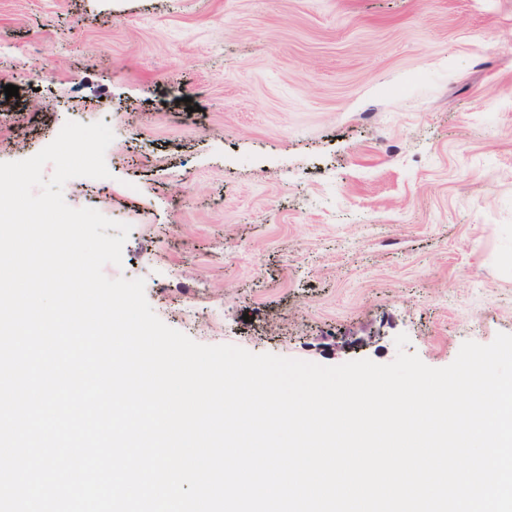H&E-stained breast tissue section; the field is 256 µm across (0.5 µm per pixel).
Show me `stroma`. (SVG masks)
Segmentation results:
<instances>
[{
	"mask_svg": "<svg viewBox=\"0 0 512 512\" xmlns=\"http://www.w3.org/2000/svg\"><path fill=\"white\" fill-rule=\"evenodd\" d=\"M0 162L106 109L107 277L323 365L512 334V0H0Z\"/></svg>",
	"mask_w": 512,
	"mask_h": 512,
	"instance_id": "stroma-1",
	"label": "stroma"
}]
</instances>
